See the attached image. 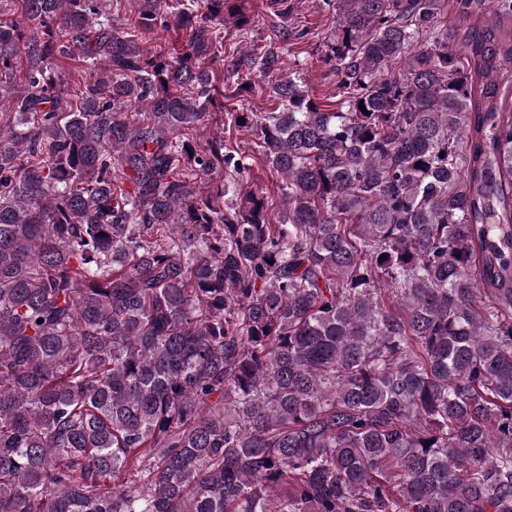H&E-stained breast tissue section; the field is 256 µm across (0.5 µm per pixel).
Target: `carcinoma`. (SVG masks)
Masks as SVG:
<instances>
[{
  "mask_svg": "<svg viewBox=\"0 0 512 512\" xmlns=\"http://www.w3.org/2000/svg\"><path fill=\"white\" fill-rule=\"evenodd\" d=\"M21 2L0 512H512V0H333L331 111L275 43L226 63L242 0ZM135 0H112V19L119 30H128L136 22L138 5ZM187 40L186 32L183 29L170 25L166 29L146 34L145 41L149 48L157 51H163L165 54L181 53ZM247 98L248 100L244 102L237 101V99L224 98V104H228L231 108L235 107L236 112H241L242 107L253 108L257 110V112L271 109L273 106L268 93L267 78L259 75L254 76L252 80V90ZM244 180L251 183V185L258 183L259 185H263L264 187H268L271 189V191L274 192V197L272 198L271 206V214H272V220L276 222V217L279 212V209L281 207V199L280 196L277 194V191L273 190L274 185L277 181V175L273 172H271L267 167L260 168L257 163H253L251 170L248 173L244 174Z\"/></svg>",
  "mask_w": 512,
  "mask_h": 512,
  "instance_id": "obj_1",
  "label": "carcinoma"
}]
</instances>
